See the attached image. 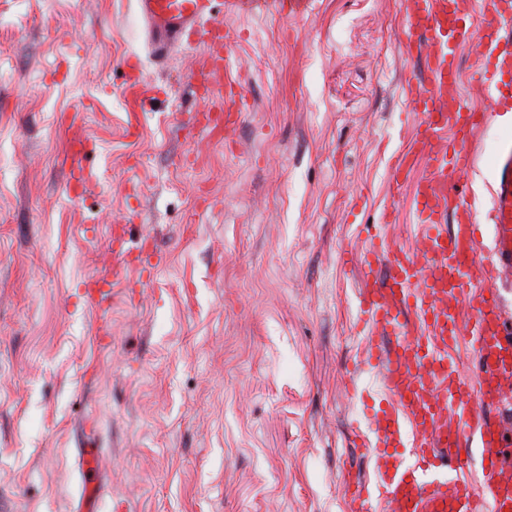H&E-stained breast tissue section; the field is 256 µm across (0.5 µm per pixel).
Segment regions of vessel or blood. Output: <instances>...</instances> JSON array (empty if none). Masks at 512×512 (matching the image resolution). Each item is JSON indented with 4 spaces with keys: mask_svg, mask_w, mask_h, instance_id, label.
<instances>
[{
    "mask_svg": "<svg viewBox=\"0 0 512 512\" xmlns=\"http://www.w3.org/2000/svg\"><path fill=\"white\" fill-rule=\"evenodd\" d=\"M157 60L191 42L209 55L202 67L211 87L222 69L224 13L248 9V0H135ZM403 46L416 55L426 85L408 97L419 117L390 168L391 198L411 193L420 231L415 249L386 240L394 207L383 210L370 254L386 270L383 283L363 279L355 306L367 336L366 361L381 373L389 403L365 409L366 438L388 512H512V422L491 410L512 401V318L505 316L498 283L512 279V140L493 163L489 218L491 247L476 248L478 226L463 181L473 162L468 144L481 128L461 90L459 51L470 47L480 92L495 112H512V0H404ZM126 109L136 119L149 92L140 67L126 68ZM82 115L73 113L67 154L70 178L91 179L84 160ZM466 341L478 362L460 373L451 351ZM481 448L480 489L460 478L470 467L458 453L461 438ZM85 512H95L102 466L97 449L82 453Z\"/></svg>",
    "mask_w": 512,
    "mask_h": 512,
    "instance_id": "1",
    "label": "vessel or blood"
}]
</instances>
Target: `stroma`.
Segmentation results:
<instances>
[{"mask_svg":"<svg viewBox=\"0 0 512 512\" xmlns=\"http://www.w3.org/2000/svg\"><path fill=\"white\" fill-rule=\"evenodd\" d=\"M246 79L235 142L195 73L149 47L135 0H0V512H76L80 458L102 451L98 512H351L345 475L377 480L361 442L353 267L384 207L414 244L390 159L416 123L420 61L402 0H315L224 18ZM154 86L128 126L125 60ZM84 115L85 191L62 155ZM512 112L470 146L485 197ZM125 232L144 265L113 271ZM115 284L89 304L95 278Z\"/></svg>","mask_w":512,"mask_h":512,"instance_id":"stroma-1","label":"stroma"}]
</instances>
